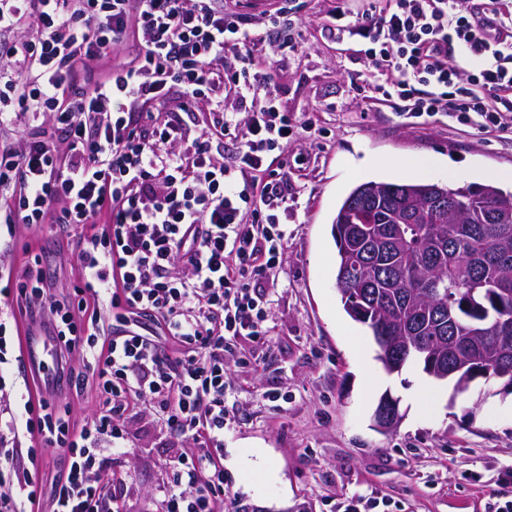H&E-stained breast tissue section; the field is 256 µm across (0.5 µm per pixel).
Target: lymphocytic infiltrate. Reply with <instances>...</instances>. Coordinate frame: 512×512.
I'll use <instances>...</instances> for the list:
<instances>
[{
  "label": "lymphocytic infiltrate",
  "mask_w": 512,
  "mask_h": 512,
  "mask_svg": "<svg viewBox=\"0 0 512 512\" xmlns=\"http://www.w3.org/2000/svg\"><path fill=\"white\" fill-rule=\"evenodd\" d=\"M497 0H382L337 7V42L357 40L366 83L400 102L418 123L448 118L478 129H512V12ZM28 34H20V27ZM287 10L263 28L227 19L224 0H0V238L18 225L80 232L77 302L50 281L10 284L28 313L54 325L67 383L93 379L101 404L88 426L70 410L18 393L0 428L36 440L30 466L0 442V512H33L48 452L69 468L51 493L52 512H124L126 488L105 481L109 456L126 454L123 420L137 404L192 440L167 475L160 512H224L220 461L229 414L224 360L230 341L265 343L269 295L288 238V166L275 153L297 140L302 122L280 104L261 67L266 46L292 28ZM137 42L134 61L112 63ZM110 61L102 78L77 84L81 62ZM232 95L237 107L224 106ZM211 107V135L186 121ZM43 115L61 142L24 134L23 113ZM232 142L224 158L218 145ZM105 314H87L88 301ZM177 350L164 354L161 338Z\"/></svg>",
  "instance_id": "f902f5d3"
}]
</instances>
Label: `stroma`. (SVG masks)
I'll return each mask as SVG.
<instances>
[{
	"instance_id": "1",
	"label": "stroma",
	"mask_w": 512,
	"mask_h": 512,
	"mask_svg": "<svg viewBox=\"0 0 512 512\" xmlns=\"http://www.w3.org/2000/svg\"><path fill=\"white\" fill-rule=\"evenodd\" d=\"M288 2L306 51L269 55V72L283 107L308 128L283 154L295 204L278 280L267 287L269 336L258 348L240 339L226 357L234 390L221 452L226 493L239 512H325L355 494L389 512H491L495 490L512 472V394L496 381H476L459 394L435 381L423 406L414 393L428 380L414 363L366 388L364 369L384 374L383 367L373 339L358 352L346 336L356 323L336 290L332 221L359 182L404 181L397 164L408 158L436 161L434 183L511 188L501 174L512 171V132L405 122L394 105L374 101L358 43L336 44L325 31L338 3L358 11L369 0ZM75 242L50 224L22 227L0 262L17 282L43 271L68 299L78 283ZM387 393L403 416L390 434L372 421ZM124 425L129 451L109 458L102 476L125 478L128 512H156L171 459L190 443L141 404Z\"/></svg>"
}]
</instances>
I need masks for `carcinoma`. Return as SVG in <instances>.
<instances>
[{
	"label": "carcinoma",
	"mask_w": 512,
	"mask_h": 512,
	"mask_svg": "<svg viewBox=\"0 0 512 512\" xmlns=\"http://www.w3.org/2000/svg\"><path fill=\"white\" fill-rule=\"evenodd\" d=\"M336 289L389 373L410 362L512 392V191L363 182L332 224Z\"/></svg>",
	"instance_id": "obj_1"
}]
</instances>
